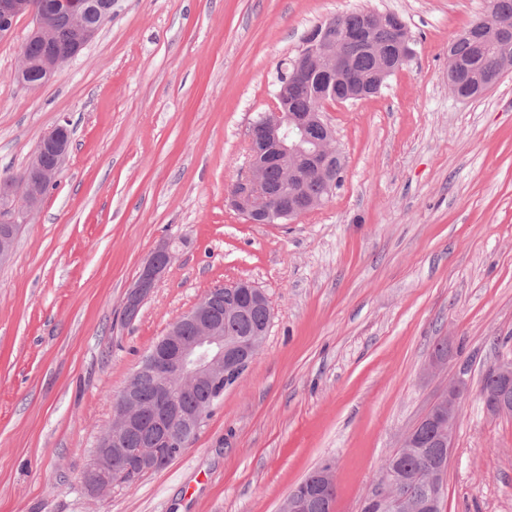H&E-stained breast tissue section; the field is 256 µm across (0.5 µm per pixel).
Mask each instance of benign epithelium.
Segmentation results:
<instances>
[{
	"instance_id": "obj_1",
	"label": "benign epithelium",
	"mask_w": 512,
	"mask_h": 512,
	"mask_svg": "<svg viewBox=\"0 0 512 512\" xmlns=\"http://www.w3.org/2000/svg\"><path fill=\"white\" fill-rule=\"evenodd\" d=\"M114 0H51L44 14L36 12L33 0H0V35L7 34L15 20L23 15L33 18L30 39L41 46V54L33 58L22 54L18 78L27 86L37 88L47 82L59 68L75 59L91 42L104 24L112 18ZM62 20L72 33V43L63 46L57 41L55 21ZM367 33L350 32L348 39L362 44L376 59L375 81L370 85L356 81L349 59L336 56V44L342 31L336 19L318 24L306 35L302 48L290 60V79L279 82L276 99L288 97V90L318 76L323 91L320 106L306 112L288 113L276 106L259 114L252 123L248 145V174L237 180L229 194L231 206L253 224H275L283 218H297L323 206L336 185L338 149L333 132L323 119L324 106L330 102L329 92L336 83L350 90L351 98L362 100L379 92L393 73V60H406L411 55L412 36L401 19L390 12L374 11L370 15ZM397 27L399 37L396 58L382 48L375 33ZM71 145L68 122L59 123L39 140L24 168L23 196L13 186L0 184V263L13 254L16 233L13 220L4 216L9 211L25 219L40 205L45 190L57 182ZM275 167L280 184L273 187L267 172ZM309 181L323 187L320 194L305 188ZM176 254L171 241L159 244L143 264L126 294L123 307L137 310L149 298ZM233 291L219 301L215 290H209L186 314L168 328L122 391L123 400L115 409L112 426L100 437L93 460L87 469L83 485L90 494L100 493L112 485L116 462L140 474L160 469L175 458L174 450L182 447L200 426L209 405L188 407L183 396L196 389L207 388L212 398L223 394V386L237 382L261 347L264 330H246L244 335L224 333V326H242L246 314L257 307H269V300L254 284L239 280L229 284ZM195 326V335L181 336L183 321ZM151 375L158 405L165 421L147 436L151 449L128 448L126 441L143 420L138 390L142 378ZM468 390L465 379L459 378L443 391L433 404L436 415L429 418L426 431L412 428L402 436L400 447L414 448L420 440H430L453 450L459 422L460 402ZM480 396L486 411L492 416L512 415V358H500L484 375ZM393 476L386 474L381 481L375 502L379 512H412L415 504L393 491ZM336 491L330 470L323 469L314 481L295 490L288 498L289 512H306L313 495ZM427 500L434 512H441L445 495L442 474L430 480Z\"/></svg>"
}]
</instances>
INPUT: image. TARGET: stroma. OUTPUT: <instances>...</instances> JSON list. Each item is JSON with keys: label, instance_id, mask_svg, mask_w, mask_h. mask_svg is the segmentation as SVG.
Masks as SVG:
<instances>
[{"label": "stroma", "instance_id": "1", "mask_svg": "<svg viewBox=\"0 0 512 512\" xmlns=\"http://www.w3.org/2000/svg\"><path fill=\"white\" fill-rule=\"evenodd\" d=\"M354 10L398 14L415 54L377 95L327 106L345 160L327 203L248 223L228 190L280 65ZM483 13V0H115L35 90L17 78L31 18L0 35V173L58 122L72 130L56 185L0 264V512H281L324 467L333 512H364L402 434L460 376L443 510L512 512V416L479 395L485 368L512 357V72L476 99L448 88V43ZM173 239L124 322L139 269ZM238 279L272 309L254 361L166 467L84 493L142 357ZM176 254L172 241L159 244L143 264L124 299L123 308L138 310L149 298Z\"/></svg>", "mask_w": 512, "mask_h": 512}]
</instances>
